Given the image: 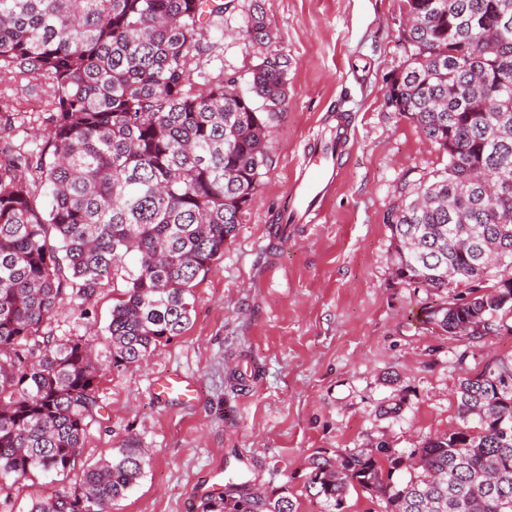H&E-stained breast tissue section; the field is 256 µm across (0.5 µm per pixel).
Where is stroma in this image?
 <instances>
[{
    "instance_id": "35a3bbf8",
    "label": "stroma",
    "mask_w": 512,
    "mask_h": 512,
    "mask_svg": "<svg viewBox=\"0 0 512 512\" xmlns=\"http://www.w3.org/2000/svg\"><path fill=\"white\" fill-rule=\"evenodd\" d=\"M402 0H235L215 19L203 57L248 89L266 51L241 37L261 8L286 53L287 95L269 136V166L242 215L194 290L186 330L145 361L112 366L102 332L119 289L102 288L89 311L63 299L49 329L56 339L101 335L99 409L83 448L64 474L14 484L11 512L73 489L86 468L131 441L147 451L138 484L111 512H201L230 481L289 490L299 512H321L305 489L313 455L335 456L386 440L402 452L458 426L456 391L464 373L512 359V313L504 330L475 343L432 331L423 309L439 292L394 275L388 226L401 185L427 180L448 162L388 103L389 76L404 60ZM41 88L0 81V125L14 144L48 134ZM350 120L347 164L320 223L287 224L288 185L305 147L319 142L337 113ZM467 352L457 363L459 352ZM245 372L231 386L233 371ZM177 372L196 395L167 401L154 380ZM400 405L398 417L387 407Z\"/></svg>"
}]
</instances>
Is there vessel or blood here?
Wrapping results in <instances>:
<instances>
[{
  "mask_svg": "<svg viewBox=\"0 0 512 512\" xmlns=\"http://www.w3.org/2000/svg\"><path fill=\"white\" fill-rule=\"evenodd\" d=\"M347 135L345 122H337L330 140L320 144L301 165L288 188V214L292 221L315 224L320 220L343 166ZM154 390L166 399L185 400L194 394L192 384L179 374L159 377Z\"/></svg>",
  "mask_w": 512,
  "mask_h": 512,
  "instance_id": "1",
  "label": "vessel or blood"
}]
</instances>
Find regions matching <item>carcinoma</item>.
I'll return each mask as SVG.
<instances>
[{
    "instance_id": "obj_1",
    "label": "carcinoma",
    "mask_w": 512,
    "mask_h": 512,
    "mask_svg": "<svg viewBox=\"0 0 512 512\" xmlns=\"http://www.w3.org/2000/svg\"><path fill=\"white\" fill-rule=\"evenodd\" d=\"M233 0H0V78L46 94L44 146L14 148L0 128V480L63 474L98 412L91 336L46 326L64 297L88 307L121 287L106 327L112 367L141 363L178 336L200 275L256 200L290 60L262 59L250 88L203 78L206 34ZM405 59L388 102L448 156L419 187L398 188L389 226L397 277L443 290L431 330L479 342L512 312V0H403ZM243 38L273 35L255 13ZM204 82H199V79ZM464 295L448 287V270ZM461 424L405 456L384 441L316 457L306 491L344 512L352 489L385 512H512V361L464 377ZM477 428L470 427L471 421ZM129 441L79 486L30 512H110L143 475ZM406 470L409 478L393 480ZM203 512H298L287 495L230 482Z\"/></svg>"
}]
</instances>
